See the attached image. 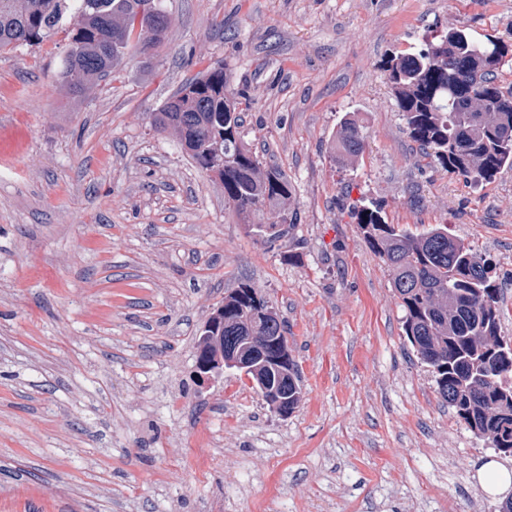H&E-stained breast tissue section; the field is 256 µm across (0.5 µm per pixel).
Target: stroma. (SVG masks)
Listing matches in <instances>:
<instances>
[{
    "instance_id": "obj_1",
    "label": "stroma",
    "mask_w": 512,
    "mask_h": 512,
    "mask_svg": "<svg viewBox=\"0 0 512 512\" xmlns=\"http://www.w3.org/2000/svg\"><path fill=\"white\" fill-rule=\"evenodd\" d=\"M161 3L158 54L76 97L65 32L0 54V512H498L478 469L499 453L441 399L352 208L490 258L512 339V170L473 185L424 157L382 69L461 29L508 45L512 86V0ZM216 63L292 188L273 244L151 125ZM348 112L365 151L344 166ZM243 283L287 325L285 416L235 371L198 378L200 330ZM364 151V136L361 126L355 118L346 113L340 120L330 144V152L343 165L358 162Z\"/></svg>"
}]
</instances>
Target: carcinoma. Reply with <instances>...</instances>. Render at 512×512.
<instances>
[{"label": "carcinoma", "instance_id": "cac0c4a2", "mask_svg": "<svg viewBox=\"0 0 512 512\" xmlns=\"http://www.w3.org/2000/svg\"><path fill=\"white\" fill-rule=\"evenodd\" d=\"M168 26L160 0H0V52L34 46L64 29L69 51L57 80L78 91L114 72L130 47L145 58L163 44ZM508 47L491 37L450 29L412 53L391 54L383 67L410 139L442 169L472 183L512 169V88L500 84ZM240 93L224 67L210 66L153 113L174 132L203 172L224 186V204L266 243L284 236L291 212L288 179L245 141ZM364 151L361 126L343 116L330 152L343 165ZM364 241L388 267L405 315L403 327L431 369L442 400L475 435L512 454V341L500 336V287L490 259L436 224L413 234L385 221L380 208L354 211ZM279 313L242 283L224 297V339L283 336ZM256 386L300 400L297 374L283 380L250 346ZM198 359L216 369L224 345L198 338Z\"/></svg>", "mask_w": 512, "mask_h": 512}]
</instances>
